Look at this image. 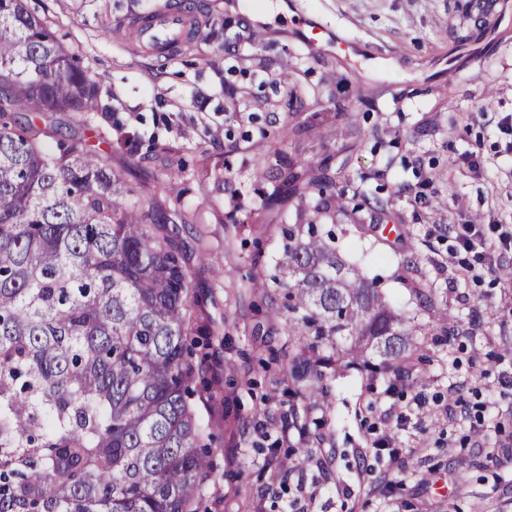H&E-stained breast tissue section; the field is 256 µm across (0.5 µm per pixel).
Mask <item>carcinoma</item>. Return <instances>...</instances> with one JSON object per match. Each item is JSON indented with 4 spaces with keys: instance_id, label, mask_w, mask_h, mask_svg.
<instances>
[{
    "instance_id": "obj_1",
    "label": "carcinoma",
    "mask_w": 512,
    "mask_h": 512,
    "mask_svg": "<svg viewBox=\"0 0 512 512\" xmlns=\"http://www.w3.org/2000/svg\"><path fill=\"white\" fill-rule=\"evenodd\" d=\"M95 83L27 0H0V512H195L209 468L185 336L191 287L153 199L85 141L16 112H94ZM56 142L52 150L46 139ZM285 155L281 190L322 197L345 177ZM401 277L428 297L407 260ZM264 292L281 291L300 398L329 405L347 368L412 382L419 327L344 261L317 224L282 230Z\"/></svg>"
}]
</instances>
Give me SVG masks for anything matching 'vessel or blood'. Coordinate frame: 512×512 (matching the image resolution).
<instances>
[{
	"label": "vessel or blood",
	"instance_id": "b4317fda",
	"mask_svg": "<svg viewBox=\"0 0 512 512\" xmlns=\"http://www.w3.org/2000/svg\"><path fill=\"white\" fill-rule=\"evenodd\" d=\"M194 26L195 19L189 14L154 10L136 19L134 44L146 53L166 57L186 42Z\"/></svg>",
	"mask_w": 512,
	"mask_h": 512
}]
</instances>
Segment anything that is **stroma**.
Listing matches in <instances>:
<instances>
[{
	"instance_id": "stroma-1",
	"label": "stroma",
	"mask_w": 512,
	"mask_h": 512,
	"mask_svg": "<svg viewBox=\"0 0 512 512\" xmlns=\"http://www.w3.org/2000/svg\"><path fill=\"white\" fill-rule=\"evenodd\" d=\"M174 2L28 0L97 82L101 109L16 118L75 131L134 188L162 175L171 184L161 204L191 282V403L210 446L196 512H287L300 485L315 494L311 512H512V383L501 376L512 366V278L465 279L448 262L454 225L512 232V24L474 65L487 0H192L193 45L166 58L135 51L126 21ZM305 16L380 58L312 53L298 39ZM282 153L349 160L323 224L389 304L424 327L402 394L384 396V383L356 370L332 380L326 407L296 402L288 388L282 301L250 281L273 273L280 225L313 218L306 198L262 204L272 186L254 173ZM364 192L387 200L386 218ZM185 210L196 223H178ZM381 219L398 229L389 243L354 230ZM408 259L431 299L401 278ZM443 308L455 334L441 344L430 325ZM452 383L469 418L444 411ZM418 393L416 420L399 422ZM292 407L307 432L285 422ZM384 436L401 450L396 465L375 454ZM298 448L308 462L285 471Z\"/></svg>"
}]
</instances>
